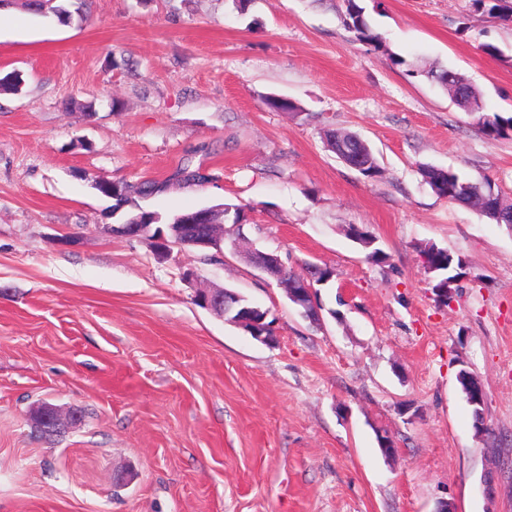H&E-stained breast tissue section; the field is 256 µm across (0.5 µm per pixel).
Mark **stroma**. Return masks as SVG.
<instances>
[{"instance_id": "obj_1", "label": "stroma", "mask_w": 512, "mask_h": 512, "mask_svg": "<svg viewBox=\"0 0 512 512\" xmlns=\"http://www.w3.org/2000/svg\"><path fill=\"white\" fill-rule=\"evenodd\" d=\"M358 3L380 49L347 28L344 0H93L69 25L0 12V76L23 79L0 92V512H512V227L420 173L450 167L512 200V138L408 74L454 69L484 113L511 117L512 21L472 0ZM329 129L367 141L381 175L339 161ZM189 159L209 183L172 181ZM144 179L167 184L142 202L162 217L226 203L245 220L214 257L175 244L157 259L107 231L123 218L93 187ZM429 244L465 263L446 304ZM247 245L332 270L321 322ZM212 287L267 310L275 342L196 305ZM462 369L486 387L492 437L475 432ZM44 402L81 424L39 436L27 417Z\"/></svg>"}]
</instances>
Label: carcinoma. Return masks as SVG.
Listing matches in <instances>:
<instances>
[{
    "label": "carcinoma",
    "instance_id": "obj_1",
    "mask_svg": "<svg viewBox=\"0 0 512 512\" xmlns=\"http://www.w3.org/2000/svg\"><path fill=\"white\" fill-rule=\"evenodd\" d=\"M346 24L356 34V38L378 49L382 46L381 37L373 31L364 18L363 7L356 0H346ZM28 5L44 15L52 16L58 22L67 24L73 14L81 15L87 6V0H67L65 4H57L55 0H30ZM473 6L504 20H512V0H506L504 4H486V0H473ZM426 78L439 83L455 103L464 111L476 118V124L480 130L492 139H507L512 137V117L504 119L495 114L493 116L479 112L480 92L468 79L453 69L445 67H431L420 71ZM361 148L366 156L367 167L360 170L366 177L375 178L381 175L376 157L368 145L364 142ZM424 181L439 197H453V192L461 187L467 188L466 194L460 196L456 204L465 205L474 209L480 216L496 224L508 223L507 217L512 215V204L505 201L494 191L488 181H472L465 178L452 169L424 166L420 169ZM171 179L190 185H200L209 180V177L200 173V169L186 164L178 168ZM165 183L155 180H144L137 184L128 182L112 183L113 210H118L125 205L137 204V198L148 197L163 190ZM425 267L435 273L436 282L445 280H457L460 273L462 260H456L448 251L435 245H428L422 250ZM229 314L234 316L239 311L245 310L255 319H262L266 311L250 303L244 297L237 296L233 291L227 294Z\"/></svg>",
    "mask_w": 512,
    "mask_h": 512
}]
</instances>
